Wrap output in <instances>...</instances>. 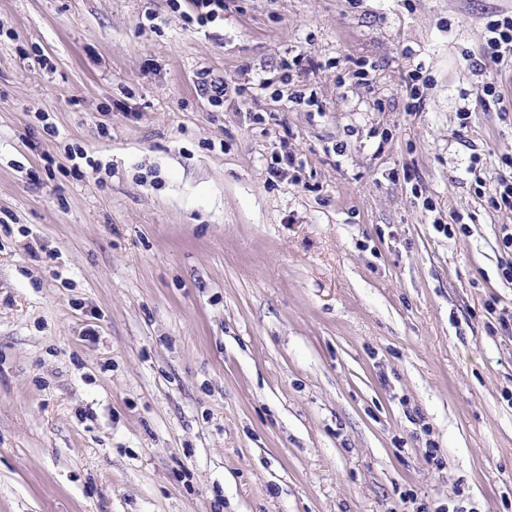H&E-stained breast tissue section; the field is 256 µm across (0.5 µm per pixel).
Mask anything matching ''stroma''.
I'll use <instances>...</instances> for the list:
<instances>
[{
	"mask_svg": "<svg viewBox=\"0 0 512 512\" xmlns=\"http://www.w3.org/2000/svg\"><path fill=\"white\" fill-rule=\"evenodd\" d=\"M503 13L0 0V512H512ZM486 32L484 59L496 63L505 57H512V15H502L501 18L490 21Z\"/></svg>",
	"mask_w": 512,
	"mask_h": 512,
	"instance_id": "stroma-1",
	"label": "stroma"
}]
</instances>
